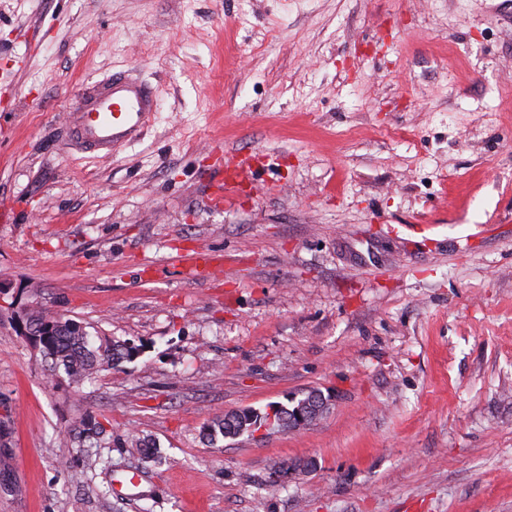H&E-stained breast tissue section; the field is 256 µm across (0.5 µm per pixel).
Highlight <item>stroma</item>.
<instances>
[{"label": "stroma", "instance_id": "obj_1", "mask_svg": "<svg viewBox=\"0 0 512 512\" xmlns=\"http://www.w3.org/2000/svg\"><path fill=\"white\" fill-rule=\"evenodd\" d=\"M113 74L157 110L102 158L64 119ZM507 89L512 0H0V512H512ZM218 145L256 169L219 206ZM35 302L143 351L52 381ZM314 398L315 400H323L326 397L318 389H310L301 393L300 398L291 397L287 399L289 405L274 404L273 406L280 407L279 411L274 413L270 411V416H273V422H269V413H261L253 409L242 410L241 412L225 413L223 418H216L205 429V437L209 442L216 441V436L220 434L223 439L236 438L245 432H251L261 428L262 426L272 425L279 428H287L289 430L300 429L311 424L321 417L326 412V406L316 408L313 412L310 409L304 410L301 407L295 408L301 401ZM326 400V399H325ZM295 408V409H294ZM288 409L293 410L292 416L288 417Z\"/></svg>", "mask_w": 512, "mask_h": 512}]
</instances>
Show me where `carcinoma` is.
Masks as SVG:
<instances>
[{"instance_id": "1", "label": "carcinoma", "mask_w": 512, "mask_h": 512, "mask_svg": "<svg viewBox=\"0 0 512 512\" xmlns=\"http://www.w3.org/2000/svg\"><path fill=\"white\" fill-rule=\"evenodd\" d=\"M27 318L46 326L47 335L41 337L40 347L52 377H59V372L62 371L71 383L78 386L92 378L101 363L110 362L117 367L132 360L136 354V347L126 342L93 346L90 334L81 323L64 319L46 307L29 310ZM309 398L323 400L325 396L318 389L304 391L301 397H292L288 399V404L280 405L279 411L272 417L267 412L261 413L253 409L226 413L224 417L211 421L206 428L205 437L210 442L216 441L218 435L224 439L236 438L268 424L286 429L288 411Z\"/></svg>"}]
</instances>
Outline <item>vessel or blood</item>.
Wrapping results in <instances>:
<instances>
[{
	"label": "vessel or blood",
	"instance_id": "b4317fda",
	"mask_svg": "<svg viewBox=\"0 0 512 512\" xmlns=\"http://www.w3.org/2000/svg\"><path fill=\"white\" fill-rule=\"evenodd\" d=\"M156 108V96L146 84L130 76H111L95 82L76 110L67 113V129L77 143L107 157L135 140ZM226 171L211 184L213 198L236 194L254 180L249 160L232 153L226 156Z\"/></svg>",
	"mask_w": 512,
	"mask_h": 512
}]
</instances>
